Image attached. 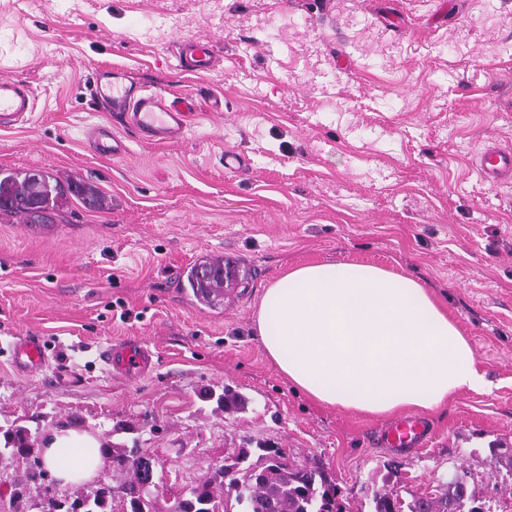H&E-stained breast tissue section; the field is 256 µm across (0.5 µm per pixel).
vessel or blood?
<instances>
[{
	"label": "vessel or blood",
	"instance_id": "vessel-or-blood-1",
	"mask_svg": "<svg viewBox=\"0 0 512 512\" xmlns=\"http://www.w3.org/2000/svg\"><path fill=\"white\" fill-rule=\"evenodd\" d=\"M193 71H212L214 50L210 42L195 40L183 45L179 54ZM95 97L107 106L114 117L113 123L152 143L181 141L189 128L193 103L190 98H166L163 94L138 87L130 82L123 71L98 70L95 77ZM35 94L27 83L15 79H0V129L6 130L26 122L34 109ZM113 123L91 125L87 137L94 151L105 158L126 155L124 139L116 135ZM480 177L502 181L512 179V151L499 147H486L475 161ZM12 366L17 373L31 375L42 372L49 365L41 336L29 334L18 337L11 349ZM108 368L127 377L147 373L153 365L151 351L139 342L110 345L102 353ZM428 437L415 419H407L385 430L381 442L391 448H413Z\"/></svg>",
	"mask_w": 512,
	"mask_h": 512
}]
</instances>
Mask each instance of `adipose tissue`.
Instances as JSON below:
<instances>
[{
  "label": "adipose tissue",
  "instance_id": "adipose-tissue-1",
  "mask_svg": "<svg viewBox=\"0 0 512 512\" xmlns=\"http://www.w3.org/2000/svg\"><path fill=\"white\" fill-rule=\"evenodd\" d=\"M256 328L281 373L330 407L375 415L433 409L486 385L471 345L431 292L374 265L292 269L265 289ZM41 456L59 483L78 485L94 476L99 443L63 430Z\"/></svg>",
  "mask_w": 512,
  "mask_h": 512
}]
</instances>
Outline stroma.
<instances>
[{
    "mask_svg": "<svg viewBox=\"0 0 512 512\" xmlns=\"http://www.w3.org/2000/svg\"><path fill=\"white\" fill-rule=\"evenodd\" d=\"M209 41V73L177 45ZM101 66L196 102L183 140L127 134L121 159L85 142L109 114ZM0 77L34 89L31 119L0 130V169L95 185L100 210L71 200L65 222L0 223V435L32 448L68 428L153 455L150 512L212 477L229 449L269 444L321 467L347 512L373 498L439 494L464 473L485 512H512V181L474 170L512 149V0H0ZM245 159L224 167L225 151ZM235 253L245 277L219 306L181 286L198 259ZM373 264L417 280L471 344L488 381L423 413L431 435L386 448L396 415L322 406L265 355V288L294 267ZM42 336L53 366L24 377L11 344ZM146 342L151 371L114 376L100 353ZM242 396L219 407L224 390ZM59 486L0 452V512H47L117 484Z\"/></svg>",
    "mask_w": 512,
    "mask_h": 512,
    "instance_id": "35a3bbf8",
    "label": "stroma"
}]
</instances>
